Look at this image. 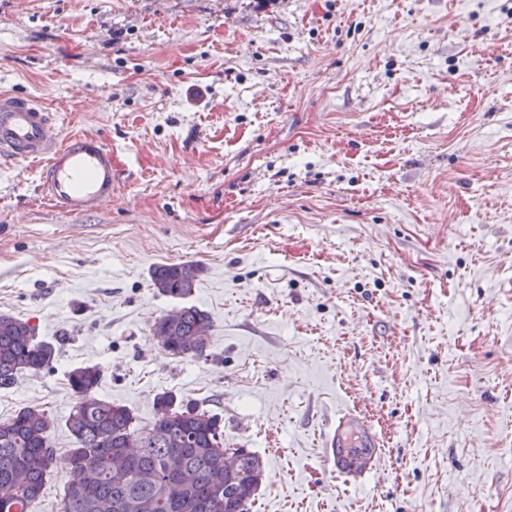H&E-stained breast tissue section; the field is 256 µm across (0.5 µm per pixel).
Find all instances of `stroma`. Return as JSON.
Masks as SVG:
<instances>
[{
    "label": "stroma",
    "mask_w": 512,
    "mask_h": 512,
    "mask_svg": "<svg viewBox=\"0 0 512 512\" xmlns=\"http://www.w3.org/2000/svg\"><path fill=\"white\" fill-rule=\"evenodd\" d=\"M112 150V199L0 163V313L57 349L0 389L73 439L67 374L163 392L262 461L249 512H512V0H0V91ZM198 263L204 356L153 335ZM378 436L336 470L343 415ZM200 271L194 262L158 264L151 271V282L161 295L185 299L194 292Z\"/></svg>",
    "instance_id": "obj_1"
}]
</instances>
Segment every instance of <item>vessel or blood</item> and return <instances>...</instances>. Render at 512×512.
Wrapping results in <instances>:
<instances>
[{"mask_svg":"<svg viewBox=\"0 0 512 512\" xmlns=\"http://www.w3.org/2000/svg\"><path fill=\"white\" fill-rule=\"evenodd\" d=\"M0 158L42 162L45 199L70 215L96 211L112 199L111 150L92 135L61 140L54 113L31 95L0 92ZM377 445L372 429L354 416L340 422L330 441L335 451Z\"/></svg>","mask_w":512,"mask_h":512,"instance_id":"obj_1","label":"vessel or blood"}]
</instances>
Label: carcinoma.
Listing matches in <instances>:
<instances>
[{
    "mask_svg": "<svg viewBox=\"0 0 512 512\" xmlns=\"http://www.w3.org/2000/svg\"><path fill=\"white\" fill-rule=\"evenodd\" d=\"M201 271L194 262L153 267L151 282L166 297L192 295ZM210 316L195 306L177 308L171 320L164 315L153 335L171 355H201L211 336L197 335ZM56 348L37 340L35 326L0 314V388L13 384L21 372L52 368ZM74 396L66 420L74 447L57 454L51 440L53 418L38 406H24L0 420V512H27L43 492L50 476H64L59 512H247V504L262 482L261 461L245 448H234L238 468L224 471V432L221 418L192 402L177 401L167 392L156 402L172 406L143 428L134 425L132 411L97 396L99 366L84 365L68 373ZM138 437L140 448L127 442ZM179 461V477L167 479L172 456Z\"/></svg>",
    "mask_w": 512,
    "mask_h": 512,
    "instance_id": "cac0c4a2",
    "label": "carcinoma"
}]
</instances>
